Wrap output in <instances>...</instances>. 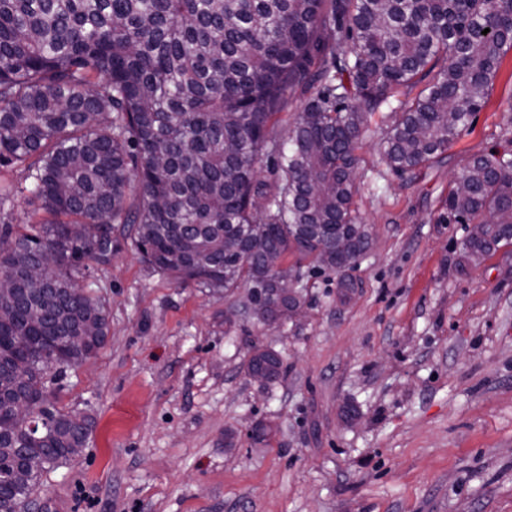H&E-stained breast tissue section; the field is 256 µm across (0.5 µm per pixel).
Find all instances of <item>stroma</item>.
Returning a JSON list of instances; mask_svg holds the SVG:
<instances>
[{
    "label": "stroma",
    "mask_w": 512,
    "mask_h": 512,
    "mask_svg": "<svg viewBox=\"0 0 512 512\" xmlns=\"http://www.w3.org/2000/svg\"><path fill=\"white\" fill-rule=\"evenodd\" d=\"M405 99L377 106L356 152L371 245L344 275L308 274L302 317L267 325L247 289L177 283L124 243L87 260L110 332L57 400L95 428L43 476L40 512H512V246L468 265V225L439 221L473 155L512 150V51L443 157L399 176L382 143ZM0 186V229L27 224L21 169ZM258 350L281 360L273 384L247 373Z\"/></svg>",
    "instance_id": "1"
}]
</instances>
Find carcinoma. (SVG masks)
I'll return each mask as SVG.
<instances>
[{
    "label": "carcinoma",
    "mask_w": 512,
    "mask_h": 512,
    "mask_svg": "<svg viewBox=\"0 0 512 512\" xmlns=\"http://www.w3.org/2000/svg\"><path fill=\"white\" fill-rule=\"evenodd\" d=\"M510 50L512 0H0V168L23 167L49 215L0 253L16 289L0 298V512L91 440V419L58 406L52 386L109 334L76 275L87 258L111 262L112 225L154 270L226 293L296 288L304 261L352 267L370 244L354 201L368 115L427 81L384 149L393 172L413 173L485 106ZM288 94L304 105L283 137ZM441 219L478 225L469 262L511 246L512 151L473 156ZM297 302L250 293L282 318ZM255 370L277 379L281 362L257 351ZM30 448L40 473L16 486Z\"/></svg>",
    "instance_id": "carcinoma-1"
}]
</instances>
